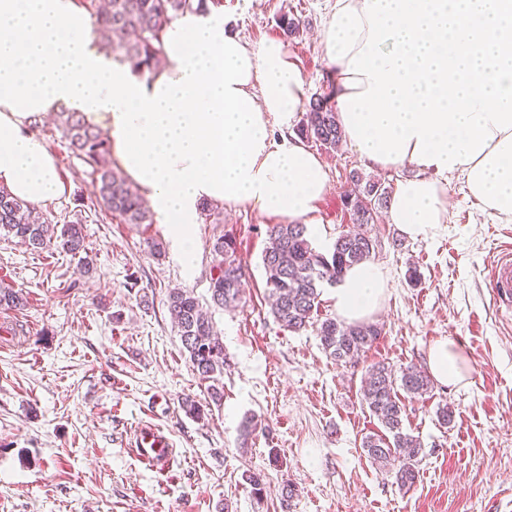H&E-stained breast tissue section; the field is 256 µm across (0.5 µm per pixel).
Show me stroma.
<instances>
[{
  "label": "stroma",
  "mask_w": 512,
  "mask_h": 512,
  "mask_svg": "<svg viewBox=\"0 0 512 512\" xmlns=\"http://www.w3.org/2000/svg\"><path fill=\"white\" fill-rule=\"evenodd\" d=\"M334 0H220L210 13L249 46L282 41L298 64L307 98L328 91L330 67L317 40ZM300 19L285 36L282 16ZM54 155L63 195L44 207L52 221H82L86 256L32 251L0 239V285L22 290L26 302L0 306V512H512V312L497 310L488 264L512 239V222L483 213L462 177L448 179L447 224L428 239H411L378 216L371 263L388 278L372 323L381 334L356 362L336 363L314 327L292 332L271 315L262 253L277 219L250 206L200 213L193 233V270H186L162 224H125L96 203L91 169L47 118L38 130ZM331 188L317 207L313 245L330 250L348 230L343 205L351 172L395 186L414 167L374 170L348 145H313ZM235 240L248 268L241 307L210 300L212 247ZM161 255H154V248ZM93 270L81 274L83 260ZM421 274L407 280L409 268ZM192 291L224 340V404L204 420L181 409L182 398H206L182 351L166 299ZM456 340L467 357L465 384H433L405 398L404 429L418 437L419 475L408 489L361 449L379 432L362 405L368 366L426 367L432 344ZM454 419L441 426L440 405ZM261 417L266 432L237 446L244 415ZM147 421L176 445L167 476L142 469L126 445L132 426ZM261 474L256 500L242 474ZM296 494L282 504L284 485Z\"/></svg>",
  "instance_id": "35a3bbf8"
}]
</instances>
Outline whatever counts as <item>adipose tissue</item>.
Here are the masks:
<instances>
[{
  "mask_svg": "<svg viewBox=\"0 0 512 512\" xmlns=\"http://www.w3.org/2000/svg\"><path fill=\"white\" fill-rule=\"evenodd\" d=\"M364 0H335L319 34L335 96L368 90L348 63L366 43ZM164 67L145 77L103 59L94 22L78 0H0V185L31 205L63 193L36 122L66 105L103 130L123 174L138 188L185 266L196 254L193 227L203 204L247 205L287 224H311L329 190L328 170L293 129L306 99L296 63L278 40L249 47L224 25L187 13L165 32ZM469 198L512 222V128L474 162L456 165ZM413 239L448 221V181L400 180L387 214ZM387 278L379 265L349 268L330 299L347 323L380 308ZM432 377L460 385L465 357L453 340L429 349Z\"/></svg>",
  "mask_w": 512,
  "mask_h": 512,
  "instance_id": "ef3b65f1",
  "label": "adipose tissue"
}]
</instances>
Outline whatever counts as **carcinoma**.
I'll use <instances>...</instances> for the list:
<instances>
[{
  "label": "carcinoma",
  "instance_id": "obj_1",
  "mask_svg": "<svg viewBox=\"0 0 512 512\" xmlns=\"http://www.w3.org/2000/svg\"><path fill=\"white\" fill-rule=\"evenodd\" d=\"M187 12L206 14L207 0H108L107 7L98 11L97 22L108 33V46L120 49L131 70L144 75L153 73L162 62V37L168 24ZM56 129L71 150L92 168L97 200L105 211L126 224L153 222L138 191L112 170L109 141L100 129L86 124L79 113L65 109L57 115ZM298 134L327 149L336 148L342 141L336 110L326 98L320 96L309 103ZM351 181L354 189L344 197V206L350 211L354 226L336 239L329 252L313 246L307 225L275 224L268 230L269 246L262 255L276 321L293 332L317 325L322 349L334 360L344 362L370 348L381 330L372 323L319 320L320 288L325 283L336 284L346 269L371 257L376 241L364 227L373 223L378 211L388 207L391 200V190L378 180L364 182L354 172ZM0 237L14 238L31 250L54 245L75 254L84 248L80 220L58 226L2 186ZM213 252L216 276L211 279V300L218 307L235 309L242 302L246 277L236 243L222 237L214 244ZM22 303L21 291L0 286V306L17 307ZM166 306L193 370L201 379L215 381L209 386L210 401L221 404L224 387L217 381L224 375L226 365L222 337L192 292L170 290ZM431 388L430 376L417 366L396 370L379 362L368 369L362 389L361 401L384 433L365 436L361 448L373 464L391 471L402 488L409 489L416 483L421 451L420 441L403 429L406 409L402 394L422 396Z\"/></svg>",
  "mask_w": 512,
  "mask_h": 512
}]
</instances>
